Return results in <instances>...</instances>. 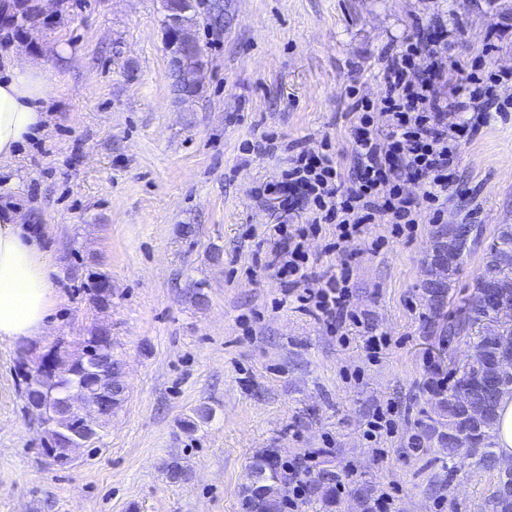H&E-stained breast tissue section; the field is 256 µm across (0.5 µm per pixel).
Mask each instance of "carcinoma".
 <instances>
[{
	"label": "carcinoma",
	"mask_w": 512,
	"mask_h": 512,
	"mask_svg": "<svg viewBox=\"0 0 512 512\" xmlns=\"http://www.w3.org/2000/svg\"><path fill=\"white\" fill-rule=\"evenodd\" d=\"M463 227L448 228L433 246L432 263L445 258L448 261V281L439 286L424 287L429 310L435 314L441 311L452 299L451 288L455 281L466 251L467 238ZM512 272V229L501 231L497 244L491 247L490 261L484 272L476 279L477 293L484 288L498 289L503 301L512 305V284L508 274ZM93 299L102 305L112 302V289L109 281L99 278L93 283ZM496 320L489 306L474 300L467 315L448 323L442 333L446 336L467 334L476 325H483L473 344L485 351L486 363L472 366L465 380L453 379L443 389L432 391L431 414L426 425L430 437L448 455H456V443L465 440L470 445L469 457L479 468L496 474V482L489 497L491 512H512V494L506 493L505 486L512 485V464H503L496 453L491 430L497 421V410L501 399L512 395V380L503 382L494 377V360L512 356V330L500 329L491 322ZM47 358L55 363L70 367L69 373L62 375L56 367H45L40 361L24 374V398L26 403L38 412L43 433V452H52L63 440V436L75 428L99 434L107 426L110 418L105 416L75 417L63 408L64 398L71 392H79L91 400H96L103 390L117 385L121 361L110 332L105 328H95L89 335L78 341V351L71 353L68 347L58 343L52 347ZM467 382L475 399L486 404L483 415L472 420L457 402V392L462 382ZM211 416L210 410L200 406L193 416L182 422L188 432ZM163 471L171 483H181L188 479V469L179 458L173 457L164 464ZM341 478L336 470L325 467L318 471L308 484L307 499L322 509L333 512L336 506V486ZM283 477L275 460V453L266 450L251 461L247 483L242 492L243 512H283Z\"/></svg>",
	"instance_id": "cac0c4a2"
}]
</instances>
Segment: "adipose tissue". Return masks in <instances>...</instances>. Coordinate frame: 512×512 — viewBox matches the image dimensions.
Segmentation results:
<instances>
[{
	"label": "adipose tissue",
	"mask_w": 512,
	"mask_h": 512,
	"mask_svg": "<svg viewBox=\"0 0 512 512\" xmlns=\"http://www.w3.org/2000/svg\"><path fill=\"white\" fill-rule=\"evenodd\" d=\"M51 72L33 58L0 62V162L44 133ZM54 298L49 258L14 211L0 216V342L45 336Z\"/></svg>",
	"instance_id": "ef3b65f1"
}]
</instances>
